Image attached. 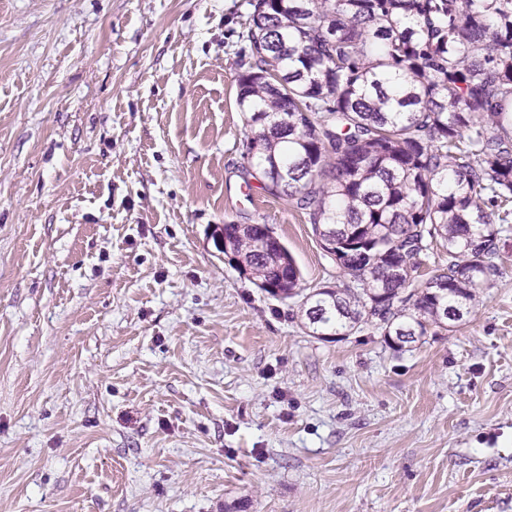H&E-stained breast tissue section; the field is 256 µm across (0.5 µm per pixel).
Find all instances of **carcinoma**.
<instances>
[{"mask_svg": "<svg viewBox=\"0 0 512 512\" xmlns=\"http://www.w3.org/2000/svg\"><path fill=\"white\" fill-rule=\"evenodd\" d=\"M244 154L333 239L342 285L304 292L266 224L219 227L235 269L302 297L311 336L450 331L512 220V0H251ZM446 271L422 279L437 240Z\"/></svg>", "mask_w": 512, "mask_h": 512, "instance_id": "cac0c4a2", "label": "carcinoma"}]
</instances>
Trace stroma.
<instances>
[{
    "label": "stroma",
    "mask_w": 512,
    "mask_h": 512,
    "mask_svg": "<svg viewBox=\"0 0 512 512\" xmlns=\"http://www.w3.org/2000/svg\"><path fill=\"white\" fill-rule=\"evenodd\" d=\"M250 0H0V512H512V223L453 331L308 335L211 237L248 174Z\"/></svg>",
    "instance_id": "stroma-1"
}]
</instances>
